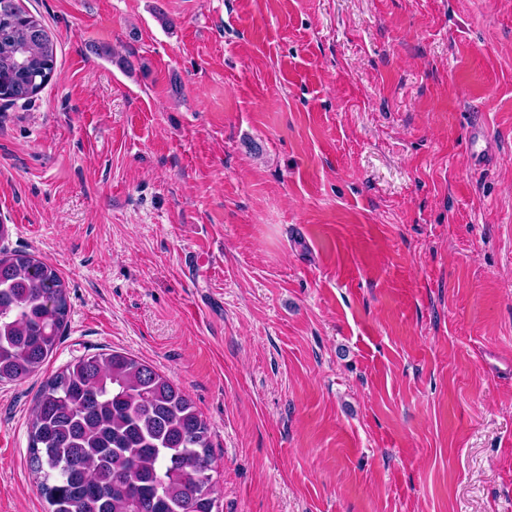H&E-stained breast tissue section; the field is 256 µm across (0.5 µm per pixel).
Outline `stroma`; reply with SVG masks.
I'll return each instance as SVG.
<instances>
[{"label": "stroma", "instance_id": "35a3bbf8", "mask_svg": "<svg viewBox=\"0 0 512 512\" xmlns=\"http://www.w3.org/2000/svg\"><path fill=\"white\" fill-rule=\"evenodd\" d=\"M18 2L56 64L0 100V221L70 312L0 383V512L110 350L210 425L219 512H512V0Z\"/></svg>", "mask_w": 512, "mask_h": 512}]
</instances>
